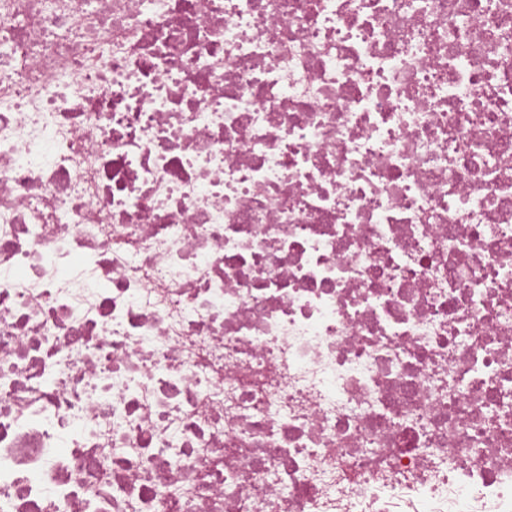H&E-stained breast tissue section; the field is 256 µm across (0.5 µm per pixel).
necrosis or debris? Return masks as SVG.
Wrapping results in <instances>:
<instances>
[{
  "label": "necrosis or debris",
  "mask_w": 512,
  "mask_h": 512,
  "mask_svg": "<svg viewBox=\"0 0 512 512\" xmlns=\"http://www.w3.org/2000/svg\"><path fill=\"white\" fill-rule=\"evenodd\" d=\"M0 512H512V0H0Z\"/></svg>",
  "instance_id": "4bbe7bcc"
}]
</instances>
